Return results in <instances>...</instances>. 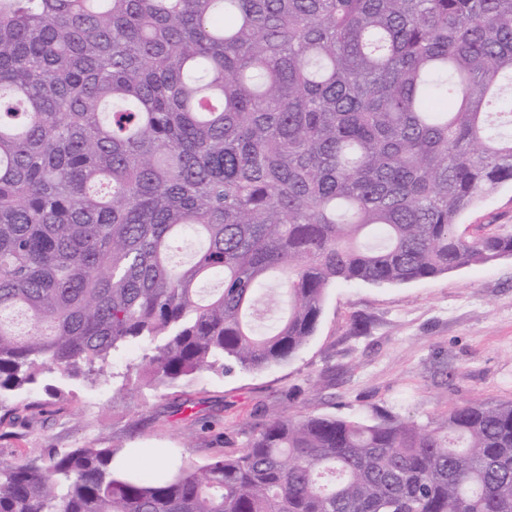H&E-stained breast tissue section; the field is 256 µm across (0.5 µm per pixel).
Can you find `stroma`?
<instances>
[{"instance_id": "stroma-1", "label": "stroma", "mask_w": 512, "mask_h": 512, "mask_svg": "<svg viewBox=\"0 0 512 512\" xmlns=\"http://www.w3.org/2000/svg\"><path fill=\"white\" fill-rule=\"evenodd\" d=\"M487 224L512 231V185L460 221L471 232ZM145 353L115 354L109 377L46 376L63 397L0 426V462L112 443L132 467L201 465L243 448L270 415H391L432 429L455 403L512 401V257L406 285L331 288L315 335L288 362L166 385L143 378L116 394L126 365Z\"/></svg>"}]
</instances>
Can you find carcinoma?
I'll return each instance as SVG.
<instances>
[{
    "mask_svg": "<svg viewBox=\"0 0 512 512\" xmlns=\"http://www.w3.org/2000/svg\"><path fill=\"white\" fill-rule=\"evenodd\" d=\"M509 182L512 0H0V425L47 374L262 370L335 285L512 255L459 230ZM119 451L1 464L0 512H512V401L276 415L147 476Z\"/></svg>",
    "mask_w": 512,
    "mask_h": 512,
    "instance_id": "1",
    "label": "carcinoma"
}]
</instances>
